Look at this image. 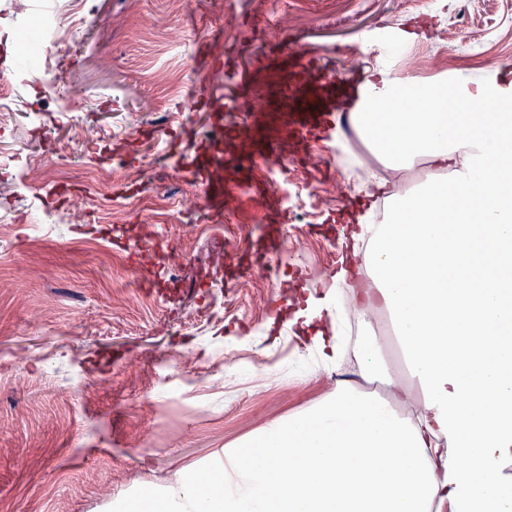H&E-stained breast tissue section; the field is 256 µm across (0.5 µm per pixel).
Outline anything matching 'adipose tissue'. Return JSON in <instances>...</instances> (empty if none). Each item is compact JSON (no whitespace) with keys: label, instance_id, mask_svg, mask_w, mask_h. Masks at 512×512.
I'll list each match as a JSON object with an SVG mask.
<instances>
[{"label":"adipose tissue","instance_id":"adipose-tissue-1","mask_svg":"<svg viewBox=\"0 0 512 512\" xmlns=\"http://www.w3.org/2000/svg\"><path fill=\"white\" fill-rule=\"evenodd\" d=\"M352 122L385 165L428 164L385 223L344 227L333 277L365 332L361 376L390 396L337 382L310 412L225 449L207 491L185 474L183 512H512L499 477L512 458V95L383 74ZM380 314L408 383L380 357ZM414 396L415 415H400Z\"/></svg>","mask_w":512,"mask_h":512}]
</instances>
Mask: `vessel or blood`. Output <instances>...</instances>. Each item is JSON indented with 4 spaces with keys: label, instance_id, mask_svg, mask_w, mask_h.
<instances>
[{
    "label": "vessel or blood",
    "instance_id": "vessel-or-blood-1",
    "mask_svg": "<svg viewBox=\"0 0 512 512\" xmlns=\"http://www.w3.org/2000/svg\"><path fill=\"white\" fill-rule=\"evenodd\" d=\"M236 87L240 107L262 114L250 151L232 161L244 180L255 166L271 162L282 132L295 136L303 147L311 139L332 136L337 109L358 91L357 81L300 47L263 54ZM237 193V185L220 180L208 182L204 190L208 205L219 211L230 208Z\"/></svg>",
    "mask_w": 512,
    "mask_h": 512
}]
</instances>
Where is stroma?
I'll return each instance as SVG.
<instances>
[{
  "mask_svg": "<svg viewBox=\"0 0 512 512\" xmlns=\"http://www.w3.org/2000/svg\"><path fill=\"white\" fill-rule=\"evenodd\" d=\"M45 2L63 18L78 5L92 40L55 50L53 89L19 85L0 133V161L26 157L41 194L0 183V512H119L146 489L175 499L186 473L213 474L225 449L308 412L337 380L387 397L353 347L324 363L290 320L332 285L352 202L388 206L422 165L378 177L348 124L304 153L312 167L288 143L285 170H254L263 200L183 212L182 194L203 192L190 169L214 151L211 124L228 151L252 121L210 64L231 53L244 72L297 44L367 77L481 81L512 65V0ZM63 203L88 221L40 223ZM152 235L178 268L131 267Z\"/></svg>",
  "mask_w": 512,
  "mask_h": 512,
  "instance_id": "1",
  "label": "stroma"
}]
</instances>
